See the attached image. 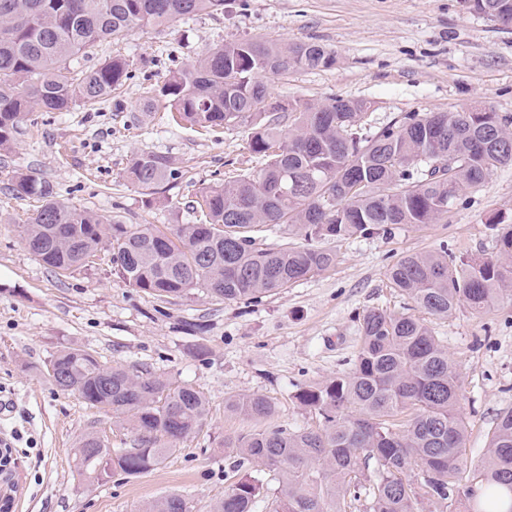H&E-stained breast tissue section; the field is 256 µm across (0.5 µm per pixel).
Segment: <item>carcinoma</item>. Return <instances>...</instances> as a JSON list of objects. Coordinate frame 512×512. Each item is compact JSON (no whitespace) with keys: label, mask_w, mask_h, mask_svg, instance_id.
<instances>
[{"label":"carcinoma","mask_w":512,"mask_h":512,"mask_svg":"<svg viewBox=\"0 0 512 512\" xmlns=\"http://www.w3.org/2000/svg\"><path fill=\"white\" fill-rule=\"evenodd\" d=\"M225 0H0V150L8 151L31 112L94 107L130 79V64L114 56L91 70L73 62L102 42L135 29L171 27L199 14L224 11ZM471 11L512 24V0H468ZM336 63L317 43L242 39L217 45L154 89L176 120L236 128L258 169L201 191L194 224H105L55 198L53 186L15 173L11 191L39 207L22 226L28 252L58 274L87 265L109 247L113 270L131 288L161 301L202 285L222 300L256 303L268 293L329 271L325 244L385 234L398 224H435L445 208L512 166L503 133L512 116L473 105L455 112H413L379 129L366 102H269L267 75L316 70ZM295 118L284 126L286 115ZM454 164L438 175L441 157ZM174 176L169 157L136 155L127 181L152 190ZM497 253L457 257L445 247L397 260L388 281L421 315L379 308L360 318L353 368L299 389L294 398L315 415V428L267 427L224 436V478L239 476L211 512H255L263 479L239 472L247 464L278 483L267 512H487L498 487L512 494V410L488 433L484 463L460 488L467 424L458 410V378L448 348L432 327L463 304L476 312L512 292V224L491 222ZM301 237L258 248L262 233ZM60 391L127 420L134 443L108 460L96 434L80 438V476L106 482L146 473L203 424L206 396L150 367L103 368L80 348H64L45 369ZM224 411L271 421L273 402L261 394L224 399ZM143 512H190L178 493L145 504Z\"/></svg>","instance_id":"carcinoma-1"}]
</instances>
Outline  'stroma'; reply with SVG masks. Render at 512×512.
I'll return each mask as SVG.
<instances>
[{
  "instance_id": "35a3bbf8",
  "label": "stroma",
  "mask_w": 512,
  "mask_h": 512,
  "mask_svg": "<svg viewBox=\"0 0 512 512\" xmlns=\"http://www.w3.org/2000/svg\"><path fill=\"white\" fill-rule=\"evenodd\" d=\"M254 37L316 42L336 52L331 68L268 78L276 100L362 99L372 103L379 125L409 112L473 104L512 116V26L473 14L465 0H226L224 11L172 28L133 29L79 60L78 68L87 69L120 54L132 76L105 104L29 114L12 149L0 152V438L19 464L14 512H140L172 492L185 495L192 512H210L229 487L215 448L225 435L254 426L225 413V397L262 394L276 406L274 424L316 426L296 391L351 369L363 312L401 313L409 306L390 288L389 268L404 255L443 245L458 256L493 255L491 221L512 224L508 166L455 202L439 223L400 224L387 235L332 242L330 271L251 305L211 297L201 286L163 303L125 286L107 252L92 267L62 277L25 249L21 227L37 202L12 195L14 173L50 182L59 201L105 223L164 227L194 223L192 200L223 183L226 161L257 169L239 130L175 124L164 103L147 99L170 71L218 44ZM142 152L172 158L175 180L153 191L130 184L124 171ZM187 322L197 324L195 335L185 333ZM433 326L460 380L467 466L474 469L487 432L512 409V296L481 313L460 307ZM198 344L204 356L194 354ZM73 345L105 366L145 363L192 385L209 401L207 420L147 473L117 484L81 481L72 455L82 436L97 434L118 449L130 447L133 435L110 411L87 407L38 372Z\"/></svg>"
}]
</instances>
